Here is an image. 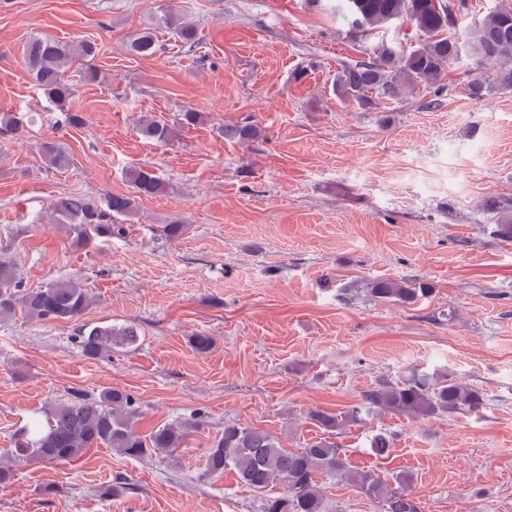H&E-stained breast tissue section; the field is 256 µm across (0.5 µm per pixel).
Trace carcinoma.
<instances>
[{
  "mask_svg": "<svg viewBox=\"0 0 512 512\" xmlns=\"http://www.w3.org/2000/svg\"><path fill=\"white\" fill-rule=\"evenodd\" d=\"M341 14L349 36L368 38L398 22L413 24L425 41L408 48L398 41L381 39L372 46L368 59L345 66L336 78V92L360 108L379 109L397 102L404 95L421 91L437 97L445 88L451 65L467 58L475 76L466 84L470 98L482 100L493 92L512 91V4H502L481 20L459 26L457 17L467 9L466 0L453 6L444 0H340ZM132 53L151 57L157 45L145 30L130 42ZM94 58L97 47L82 41L62 44L40 37L23 46V59L29 75L46 99L66 113L72 127L84 124L83 116L67 105L75 88L67 72L73 55ZM33 122L30 112L0 114V137L7 138ZM142 135L160 143L172 138V128L159 120L145 119ZM260 127L252 120L224 126V138L241 144L257 139ZM43 160L52 168L71 164L64 147L53 141L39 145ZM133 192L109 194L99 200L76 193L55 198L51 212L60 224H72L80 240L120 235L124 227L112 223L115 217H130L137 200L160 196L166 182L153 170L142 168L132 174ZM364 291L373 301L411 303L431 292L423 281L372 280ZM90 305L86 289L71 281H58L30 290L18 277L15 263L0 260V317L20 311L31 319L71 321L77 324L76 340L82 356L103 358L112 350L135 345L139 333L133 325L120 327L80 323ZM484 405V394L476 387L449 373L412 369L396 380L381 378L362 392L360 402L345 415L321 410L309 412L326 436L296 451H288L267 431L228 425L224 434L207 452V470L219 474L226 469L238 473L254 491H265L279 483L283 491L266 499L263 512H324V498L318 475L339 473L358 492L379 501L383 512H422L421 502L412 497V478L401 477V488H389L374 472L351 470L343 457L336 435L348 422L390 413L410 418L446 416L459 411L477 412ZM139 416L134 398L120 389H109L92 398L74 390L44 410V417L18 435L9 459L37 458L46 463L76 462L91 448H111L121 455L141 460L148 455L170 456L186 439L182 424H167L147 434L138 432L133 419ZM372 452L387 455L392 436L380 431L370 441Z\"/></svg>",
  "mask_w": 512,
  "mask_h": 512,
  "instance_id": "1",
  "label": "carcinoma"
}]
</instances>
